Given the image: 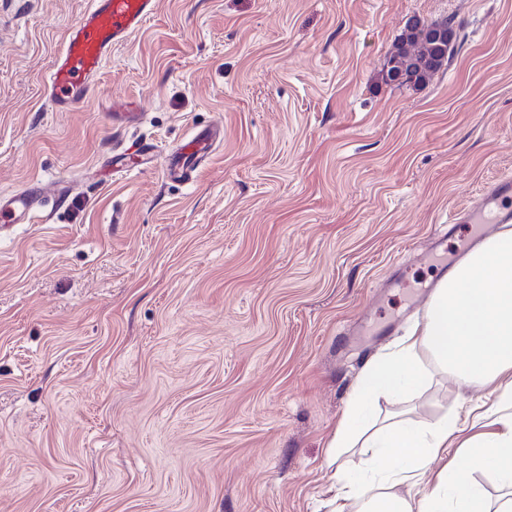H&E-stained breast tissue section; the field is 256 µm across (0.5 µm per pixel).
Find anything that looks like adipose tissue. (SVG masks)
<instances>
[{
    "instance_id": "obj_1",
    "label": "adipose tissue",
    "mask_w": 512,
    "mask_h": 512,
    "mask_svg": "<svg viewBox=\"0 0 512 512\" xmlns=\"http://www.w3.org/2000/svg\"><path fill=\"white\" fill-rule=\"evenodd\" d=\"M457 383L493 386L482 413L493 431L478 443L460 442L458 416L416 426L399 414L380 416L383 397L419 394L434 371ZM369 449L363 473L339 478V496L360 512H512V227L488 237L437 284L423 324L415 325L373 358L328 442V460L341 450ZM464 463L450 461V454ZM445 460L420 499L401 495L435 460ZM494 474L503 491L493 504L476 481Z\"/></svg>"
}]
</instances>
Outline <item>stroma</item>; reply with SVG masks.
<instances>
[{
  "instance_id": "obj_1",
  "label": "stroma",
  "mask_w": 512,
  "mask_h": 512,
  "mask_svg": "<svg viewBox=\"0 0 512 512\" xmlns=\"http://www.w3.org/2000/svg\"><path fill=\"white\" fill-rule=\"evenodd\" d=\"M89 5L0 0V191L69 188L0 233V512H334L357 378L470 252L450 216L512 176V0H158L55 112ZM449 15L448 64L386 84L406 21ZM116 96L141 124L112 129ZM215 123L189 183L109 166ZM488 394L438 373L380 411L470 438ZM158 154L152 144L146 141H132L130 144H125L119 150H112L110 157L112 162V172H125L128 171L129 166L126 163L129 158H138L142 164L151 163Z\"/></svg>"
}]
</instances>
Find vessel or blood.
<instances>
[{
  "instance_id": "vessel-or-blood-1",
  "label": "vessel or blood",
  "mask_w": 512,
  "mask_h": 512,
  "mask_svg": "<svg viewBox=\"0 0 512 512\" xmlns=\"http://www.w3.org/2000/svg\"><path fill=\"white\" fill-rule=\"evenodd\" d=\"M157 0H90L89 9L72 25L46 79V99L55 112H73L81 108L89 89L95 84L104 61L113 46L128 41L140 31L156 9ZM140 111L132 102L113 98L109 119L122 126L138 119ZM223 137L213 126L184 139L175 156L164 162L167 179L188 180L194 163L211 151ZM157 156L152 144L139 140L113 151L112 169L128 171V159L151 163ZM48 197L45 186L33 182L10 194H0V226L28 224L37 217ZM465 216L475 224L512 222V180L488 183L477 199L466 207Z\"/></svg>"
}]
</instances>
